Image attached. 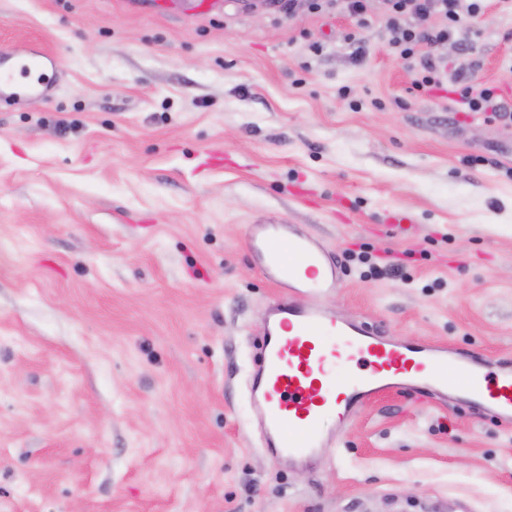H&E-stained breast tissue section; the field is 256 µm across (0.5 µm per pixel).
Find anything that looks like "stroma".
Returning <instances> with one entry per match:
<instances>
[{"label":"stroma","instance_id":"obj_1","mask_svg":"<svg viewBox=\"0 0 512 512\" xmlns=\"http://www.w3.org/2000/svg\"><path fill=\"white\" fill-rule=\"evenodd\" d=\"M321 3L0 0V67L45 74L0 106V512H512V429L461 402L326 416L310 467L262 445L251 344L285 291L253 224L364 252L339 315L512 359V125L410 92L379 0L362 27ZM419 54L512 106L498 0Z\"/></svg>","mask_w":512,"mask_h":512}]
</instances>
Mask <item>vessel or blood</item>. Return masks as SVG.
<instances>
[{
  "mask_svg": "<svg viewBox=\"0 0 512 512\" xmlns=\"http://www.w3.org/2000/svg\"><path fill=\"white\" fill-rule=\"evenodd\" d=\"M249 248L268 280L292 292L267 314L250 377L275 459L310 464L334 443L321 427L327 410L350 418L391 391L442 402L457 395L512 424V369L492 368L472 350L408 343L324 308L320 295L338 286L341 267L307 234L256 224Z\"/></svg>",
  "mask_w": 512,
  "mask_h": 512,
  "instance_id": "1",
  "label": "vessel or blood"
}]
</instances>
